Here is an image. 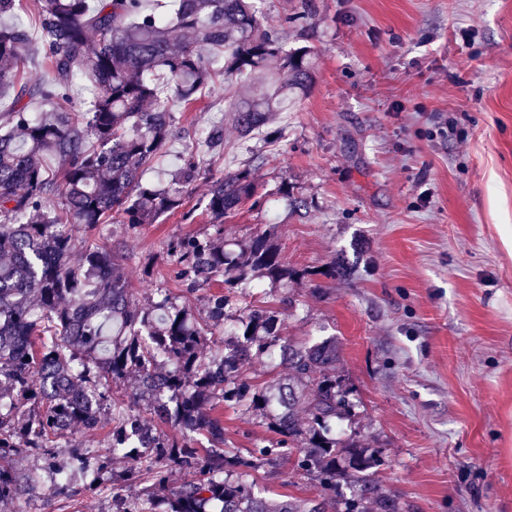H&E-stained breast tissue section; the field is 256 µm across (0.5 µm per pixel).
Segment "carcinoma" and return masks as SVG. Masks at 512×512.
<instances>
[{"instance_id": "1", "label": "carcinoma", "mask_w": 512, "mask_h": 512, "mask_svg": "<svg viewBox=\"0 0 512 512\" xmlns=\"http://www.w3.org/2000/svg\"><path fill=\"white\" fill-rule=\"evenodd\" d=\"M261 4L162 0L147 10L142 0H36L49 70L33 85L18 77L27 29L0 25V98L13 96L0 114V501L26 503L57 472L65 480L51 485L53 495L74 497L79 482L107 490L108 512H404L370 484L373 455L336 431L352 408L332 375L336 339L297 345L270 308L234 311L238 289L256 280L286 287L304 271L288 267L264 229L241 253L224 249V217L255 191L250 162L218 175L199 159V147L224 151V125L196 129L191 155L166 183L140 180L166 153L177 113L198 100L222 95L246 141L308 95L310 47L267 27ZM77 73L91 85L78 106ZM26 98L52 108L33 116ZM200 179L213 232L167 244L183 296L158 285L140 305L119 249L96 239L76 246L70 227L153 224L179 210L184 188ZM217 280L224 291L196 310L188 297ZM274 348L288 382L263 388L241 376ZM130 381L125 403L116 390ZM226 404L265 418L275 436L227 455L216 415ZM106 420L104 453L72 449L73 429ZM114 459L128 466L108 486ZM283 460L315 478L320 499L255 492L247 477L257 462ZM176 469L183 481L161 494ZM339 477L352 487L348 498L339 497ZM130 487L138 493L125 494Z\"/></svg>"}]
</instances>
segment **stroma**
<instances>
[{"label":"stroma","instance_id":"obj_1","mask_svg":"<svg viewBox=\"0 0 512 512\" xmlns=\"http://www.w3.org/2000/svg\"><path fill=\"white\" fill-rule=\"evenodd\" d=\"M265 0L267 25L317 55L311 91L258 143L256 192L224 222L238 248L268 228L290 267L283 334L332 336L336 376L355 405L343 421L379 459L376 482L409 512H512V0ZM223 120L217 169L250 157L233 113L205 98L180 119ZM305 198L298 210L280 192ZM208 186L154 224L103 230L139 286L180 294L167 243L209 232ZM290 195V196H291ZM344 263L342 278L323 268ZM319 295H311L312 283ZM224 448L244 453L272 431L225 407ZM267 496L314 498L292 463L258 464ZM105 494L42 497L29 512H107Z\"/></svg>","mask_w":512,"mask_h":512}]
</instances>
